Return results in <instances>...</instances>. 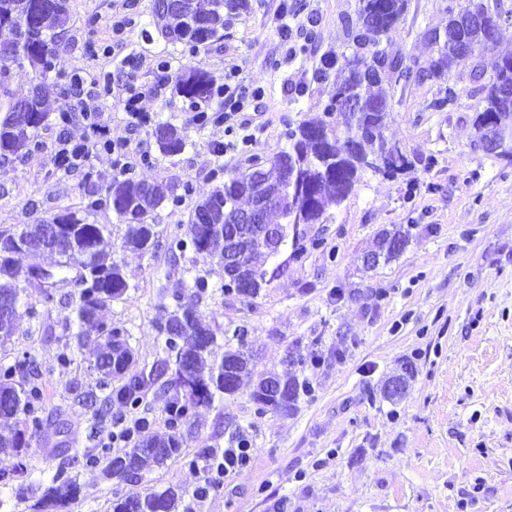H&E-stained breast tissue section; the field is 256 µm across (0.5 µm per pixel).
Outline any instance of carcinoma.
Returning a JSON list of instances; mask_svg holds the SVG:
<instances>
[{
  "label": "carcinoma",
  "mask_w": 512,
  "mask_h": 512,
  "mask_svg": "<svg viewBox=\"0 0 512 512\" xmlns=\"http://www.w3.org/2000/svg\"><path fill=\"white\" fill-rule=\"evenodd\" d=\"M187 10L200 19L212 23L211 39L224 36L227 20L224 16L240 15L248 9V0H183ZM407 0H357L354 16L345 20L350 52H330L323 56L320 67L313 73V81L329 80L337 73L332 94L321 113L303 119L287 132L288 150L261 163L264 182L275 200L266 213L265 222L277 219L287 227L290 241V259L301 262L307 249L302 240L301 226L318 221L327 224L328 197L341 203L360 181L366 171L376 172L371 160L385 155L397 162L388 171L392 177L402 171L408 159L399 146L389 142L384 134V120L389 108L385 85L392 79H407L409 68L403 66L400 56L381 48V36L393 29L403 18ZM491 13L484 0H467L460 7L454 0L448 3V29L453 38L439 49L438 62L446 67L457 53V43L470 45L480 59L495 51L497 40H488L486 26L467 25L463 20L473 13ZM155 25L168 40L185 45L195 44L198 35L189 32L178 12H153ZM70 22L68 0H0V31L11 34L0 42V159L20 163L41 151L39 130L47 118L41 84H35L24 102L29 117L18 118L14 97L7 83L10 66L24 62L35 70L37 79L49 76L53 60L64 48L60 32ZM474 93L479 96L473 129L475 139L488 132L498 134L502 149L498 156L512 163V94L502 96L498 89L512 85V55L497 58L492 73L488 74L476 63ZM175 89L194 106L207 105L215 95L211 77L200 69H190L175 78ZM458 93L448 85L430 104L436 112L448 109V102L457 100ZM156 144L164 154H177L186 147V138L174 127L160 123L155 127ZM247 173L216 168L211 174L215 186L208 196L193 207L185 231L162 242L152 222V213L170 203L180 206L183 196L174 188L159 182L136 179L123 171L112 178L104 192L87 204V209H110L116 218L127 225L123 247L141 252L166 249L171 254L188 251L206 261L222 264L224 236L229 224H210L206 212L220 210L224 202H250L246 183ZM70 221L67 237L59 242H47L45 225L24 224L16 231H0V310H12L0 318V346L15 334L18 321L26 314L37 317V312L20 313L23 293L21 283L35 277L36 268L22 269L17 258L24 254L51 252L58 255L57 272L68 279L71 268L77 276L71 278L75 290L56 298V291L46 289L44 303H59L65 310L62 335L73 338L66 342L58 355L60 364L72 361L74 349H83L92 343L94 360L91 369L99 374L98 389L103 397L78 392L75 401L92 412L95 424L90 427L88 440L95 446L79 451L75 448H57L53 457L59 459L50 485L31 506L33 512L48 508H62L77 498L79 476L99 473L103 478L127 481L142 477L170 459L181 457L184 438L180 432L183 419L200 407H211L224 396L235 394L244 378L253 372L251 358L240 333L232 332L238 348H221L214 329L203 323L191 308L177 307L160 318L155 330L161 340L163 357L147 371L129 374L134 353L125 331L112 326L103 317L116 301L127 300L129 283L122 267L112 258L107 248L105 224H91L75 211H64L55 217ZM408 243V233L402 229L386 230L378 235L377 252L390 259ZM246 251L245 265L257 288L238 289V298L251 303L261 294V286L268 275H277L265 268L268 262L264 251L249 242L241 243ZM235 371L232 384L224 382V367ZM42 371L27 355L14 358L11 363L0 362V418L16 420V428L0 433V480L15 472L19 464L14 459L27 451L39 431L60 420L45 415L46 385ZM271 374L262 375L251 393L258 412H288L293 409L299 394L311 390L310 382H299L295 377L279 378L280 388L269 391ZM120 379L122 383L114 384ZM163 382L168 392L163 405L169 433L158 437L151 434V421L136 419V427L124 424L112 413L113 404L128 410L137 409L145 391ZM124 443L123 452L112 454V444ZM203 462V483L191 492L174 488L163 491L122 495L110 501L108 512H195V505L207 497L220 483L224 473V455L211 448L199 449L188 465L196 468Z\"/></svg>",
  "instance_id": "1"
}]
</instances>
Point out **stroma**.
Returning a JSON list of instances; mask_svg holds the SVG:
<instances>
[{"instance_id": "1", "label": "stroma", "mask_w": 512, "mask_h": 512, "mask_svg": "<svg viewBox=\"0 0 512 512\" xmlns=\"http://www.w3.org/2000/svg\"><path fill=\"white\" fill-rule=\"evenodd\" d=\"M68 4L65 49L43 83L44 148L22 166L0 161V230L65 209L107 225L130 288L128 300L113 303L104 317L127 330L138 366L159 358L155 322L179 302L207 323L242 327L257 371L309 380L312 390L290 412L260 415L250 386H243L183 422L182 458L128 482L81 477L67 512H106L114 495L148 488L193 490L202 473L187 458L200 448L236 447L241 438L253 448L249 463L199 512H512V164L474 146L471 64L452 69L459 97L444 112L430 108L442 90L438 80L387 85L384 134L409 167L393 179L363 173L355 190L330 207L331 223L319 226L321 248L301 263L281 253L283 273L249 304L224 295L222 269L193 253L175 258L162 249H123L125 225L111 211L85 205L125 167L149 182L186 184L191 192L181 206L153 213L160 238L180 233L195 201L211 190L213 169L242 171L249 160L272 158L287 149L288 128L322 110L333 85L313 83L312 75L324 54L345 50L343 21L356 0H249L223 39L195 49L156 32L153 0ZM126 16L132 26L113 36V22ZM447 27L448 0H408L383 45L405 62L425 64L438 57L434 33ZM163 61L176 72L203 69L219 86L232 78L262 88L263 96L237 113L233 129L198 126L172 79H161ZM75 73L99 85L93 105L108 136L126 149L123 158L100 153L64 171L51 151L67 108L59 89ZM135 91L151 117L137 128L124 110ZM160 122L182 130L185 151H159ZM395 225L410 226L407 247L365 268L378 233ZM197 275L207 276L210 295L190 290ZM23 288L24 306L41 311L43 320L22 317L0 360L26 352L51 369L47 409L64 419L62 429H48L33 443L26 471L10 477L15 485L38 486L56 469L53 448H88L91 413L73 398L78 390L95 391L98 375L85 349L58 365L63 311L45 306L42 281ZM43 322L52 335H42ZM407 365L413 373L405 392L388 398L387 381Z\"/></svg>"}]
</instances>
